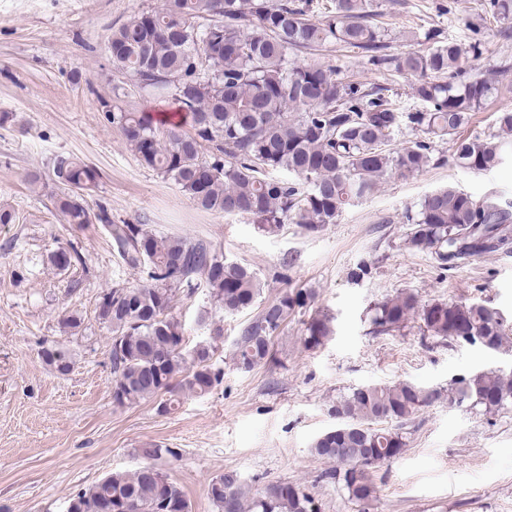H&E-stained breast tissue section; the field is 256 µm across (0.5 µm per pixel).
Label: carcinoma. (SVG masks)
I'll list each match as a JSON object with an SVG mask.
<instances>
[{
  "label": "carcinoma",
  "mask_w": 512,
  "mask_h": 512,
  "mask_svg": "<svg viewBox=\"0 0 512 512\" xmlns=\"http://www.w3.org/2000/svg\"><path fill=\"white\" fill-rule=\"evenodd\" d=\"M313 0H163L112 30L104 50L112 64L129 72L137 86L169 98L192 132L171 121L161 131L148 112H106L140 163L174 182L199 208L224 215H248L258 228L278 234L287 224L316 231L337 222L345 207L392 177H409L433 160L432 139L454 137L491 98L484 77L467 76L463 50L440 39L425 52L387 53L386 29L376 23L379 0H331L323 19L313 18ZM484 17L512 27V0H482ZM356 49L378 69L417 77L412 87L418 109L402 112L384 94L336 79V69L297 64L292 50L330 43ZM406 126L424 138L390 149L392 133ZM497 131L487 138L456 142L464 168L481 172L512 163V110L497 113ZM276 171L285 178L270 176ZM54 204L69 224H100L118 255L132 269L146 270V283L114 285L98 302V319L112 332L113 403L132 406L159 399L169 414L188 396L210 393L224 379L213 362L215 348H189L171 315L174 293L207 288L226 314L251 308L262 293L257 274L229 261L210 245L143 231L140 224H114L103 205L90 209L86 196L99 173L71 155L53 160ZM404 247L432 255L438 267L453 269L475 258L512 252V203L475 199L455 187L426 195L417 211L405 214ZM61 274L85 265L74 246L49 254ZM314 294L287 288L264 305L248 324L234 351L238 368L250 371L272 357V339L288 317L311 306ZM416 317L420 328L448 343L496 352L507 339L498 312L477 302L423 304L413 292L383 300L371 309L374 334H388ZM332 336L321 314L305 323L304 346L315 349ZM43 362L65 375L75 365L67 347L42 344ZM448 403L483 414L512 410V375L496 370L457 375ZM438 399L435 390L401 381L350 387L329 412L340 433H327L312 453L336 462L329 478L342 484L349 500L375 498L371 468L399 457L406 438L393 427ZM145 463L115 473L70 498L67 512H191L182 489L159 466L180 457L177 448L139 449ZM208 495L220 512H318L297 484L269 485L245 502L237 475L213 479Z\"/></svg>",
  "instance_id": "1"
}]
</instances>
